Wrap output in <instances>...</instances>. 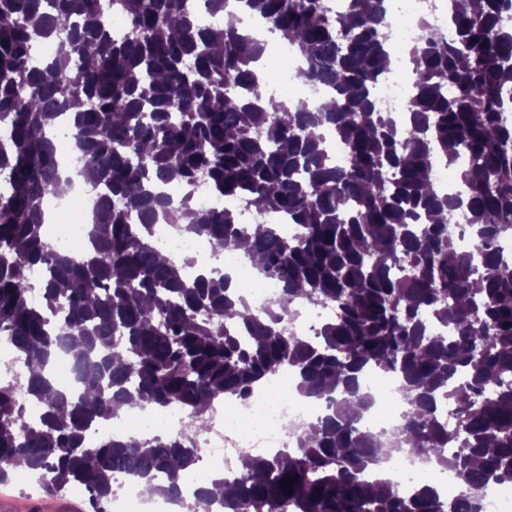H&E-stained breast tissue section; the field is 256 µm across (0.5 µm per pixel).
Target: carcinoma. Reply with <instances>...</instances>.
<instances>
[{"label":"carcinoma","instance_id":"cac0c4a2","mask_svg":"<svg viewBox=\"0 0 512 512\" xmlns=\"http://www.w3.org/2000/svg\"><path fill=\"white\" fill-rule=\"evenodd\" d=\"M188 2L111 0L128 21L115 40L99 0H0V338L26 364L25 399L0 384V484L21 469L49 497L86 490L99 512L122 477L181 512H481L475 499L426 483L406 495L367 474L406 448L464 487L512 483V252L498 246L512 238V27L501 22L512 0H453L451 35L417 34L404 127L374 97L388 72L383 0H348L342 13L328 0H240L298 46L297 80L323 86L330 108L267 93L252 68L263 47L228 0H201L227 12L219 31L195 28ZM43 40L59 49L39 60ZM64 112L97 201L79 253L43 234L45 203L70 184L45 130ZM327 127L348 149L341 167ZM439 149L469 160L453 194L431 178ZM202 183L226 204L195 206ZM172 184L186 190L175 209ZM239 200L300 234L241 226ZM169 220L224 251L248 245L258 276L281 283L275 309L254 313L223 272L188 275L191 259L161 257L152 228ZM298 295L336 317L312 336L288 332ZM368 369L400 380L407 408L390 444L363 425ZM282 371L327 413L295 447L242 458L232 482L207 472L184 494L199 458L182 438L88 439L124 405L175 403L199 425L215 399ZM444 399L457 405L454 429Z\"/></svg>","mask_w":512,"mask_h":512}]
</instances>
